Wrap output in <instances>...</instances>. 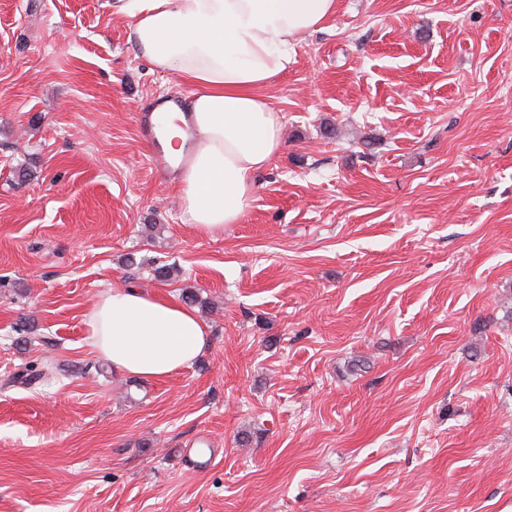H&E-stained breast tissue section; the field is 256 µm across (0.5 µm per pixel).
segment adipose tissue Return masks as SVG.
Masks as SVG:
<instances>
[{
  "label": "adipose tissue",
  "mask_w": 512,
  "mask_h": 512,
  "mask_svg": "<svg viewBox=\"0 0 512 512\" xmlns=\"http://www.w3.org/2000/svg\"><path fill=\"white\" fill-rule=\"evenodd\" d=\"M337 0H118L134 42L155 68L190 88L171 119L165 152L186 156L177 183L187 223L213 234L243 219L256 175L283 146L282 116L263 89L287 71L299 35L320 29ZM88 346L113 368L154 380L189 368L209 332L176 301L113 285L85 319Z\"/></svg>",
  "instance_id": "adipose-tissue-1"
}]
</instances>
